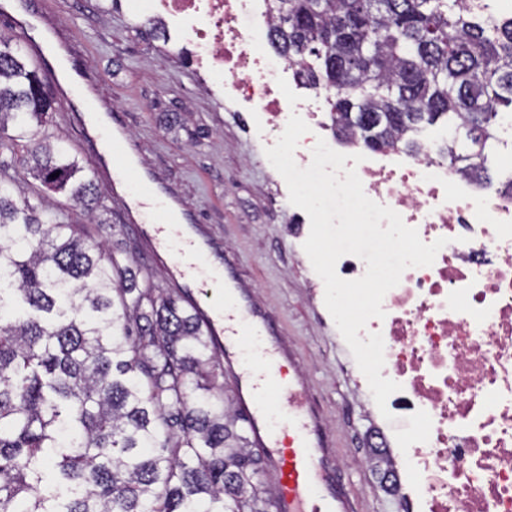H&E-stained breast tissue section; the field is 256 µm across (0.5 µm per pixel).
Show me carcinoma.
Listing matches in <instances>:
<instances>
[{
    "label": "carcinoma",
    "mask_w": 512,
    "mask_h": 512,
    "mask_svg": "<svg viewBox=\"0 0 512 512\" xmlns=\"http://www.w3.org/2000/svg\"><path fill=\"white\" fill-rule=\"evenodd\" d=\"M270 44L331 111L415 115L377 147L436 149L494 177L512 119V9L503 0H271ZM23 48L0 36V156L26 154L44 188L0 178V512H269L224 363L180 294L160 292L132 255L60 217L49 195L93 216L95 172L37 139L53 102ZM56 178H51L54 173Z\"/></svg>",
    "instance_id": "carcinoma-1"
}]
</instances>
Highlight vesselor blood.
Returning <instances> with one entry per match:
<instances>
[{"mask_svg": "<svg viewBox=\"0 0 512 512\" xmlns=\"http://www.w3.org/2000/svg\"><path fill=\"white\" fill-rule=\"evenodd\" d=\"M79 125L90 132L91 143L111 154L112 180L127 186L137 208L136 230L150 243L165 276L186 293L187 306L200 317L234 375L235 401L245 416L249 442L264 450L266 468L275 477L274 512H353L307 381L298 375L285 381L277 376L293 352L276 322L239 287L228 258L195 242L189 210L179 212L181 223H173L174 194L129 161L123 125L95 128L85 116ZM206 282L235 293L201 299Z\"/></svg>", "mask_w": 512, "mask_h": 512, "instance_id": "obj_1", "label": "vessel or blood"}]
</instances>
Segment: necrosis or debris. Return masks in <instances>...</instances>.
<instances>
[{"label":"necrosis or debris","mask_w":512,"mask_h":512,"mask_svg":"<svg viewBox=\"0 0 512 512\" xmlns=\"http://www.w3.org/2000/svg\"><path fill=\"white\" fill-rule=\"evenodd\" d=\"M134 20H162L166 46L187 51L222 101L252 112L263 146L291 114L308 124L294 152L307 167L325 137L327 98L288 81L292 62L266 49L268 0H128ZM355 168L365 194L448 243L428 267L406 269L389 290L381 333V377L400 385L387 400L372 445L384 448L412 512H512V199L476 191L432 152L361 148Z\"/></svg>","instance_id":"obj_1"}]
</instances>
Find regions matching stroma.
<instances>
[{
  "instance_id": "1",
  "label": "stroma",
  "mask_w": 512,
  "mask_h": 512,
  "mask_svg": "<svg viewBox=\"0 0 512 512\" xmlns=\"http://www.w3.org/2000/svg\"><path fill=\"white\" fill-rule=\"evenodd\" d=\"M85 63L100 99L116 110L141 161L196 212L206 237L227 250L240 282L278 322L328 425L338 476L356 512H408L366 465L369 419L362 398L339 370L347 359L336 324L306 287L309 268L288 233L289 212L276 177L259 157L251 116L220 105L188 56L161 51L160 32L145 36L125 6L110 0H53L46 9ZM42 133L82 161L90 154L75 117L53 112ZM104 238L140 249L152 280L171 284L157 267L122 199L106 197Z\"/></svg>"
}]
</instances>
